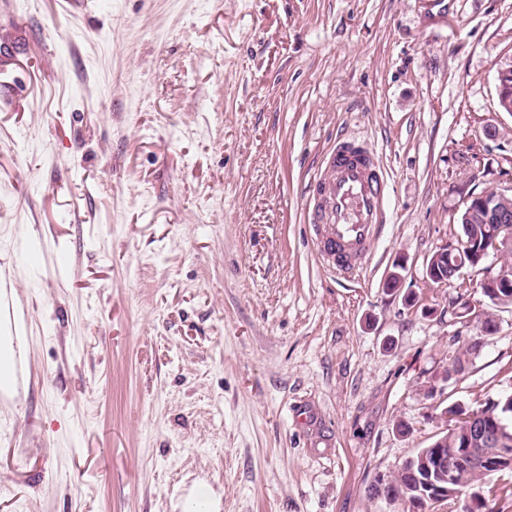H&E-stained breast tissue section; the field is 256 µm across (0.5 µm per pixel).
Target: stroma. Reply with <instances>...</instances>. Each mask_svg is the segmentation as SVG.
<instances>
[{"instance_id": "stroma-1", "label": "stroma", "mask_w": 512, "mask_h": 512, "mask_svg": "<svg viewBox=\"0 0 512 512\" xmlns=\"http://www.w3.org/2000/svg\"><path fill=\"white\" fill-rule=\"evenodd\" d=\"M510 62L512 0H0V512H410L369 486L512 387V308L448 377L488 303L422 285L512 189ZM342 137L390 215L347 279L306 220ZM512 62L497 71L498 102L503 112L512 114ZM12 285L0 276V403L11 394L20 362L17 347L11 343L14 331Z\"/></svg>"}]
</instances>
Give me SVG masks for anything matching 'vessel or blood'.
Masks as SVG:
<instances>
[{"instance_id":"1","label":"vessel or blood","mask_w":512,"mask_h":512,"mask_svg":"<svg viewBox=\"0 0 512 512\" xmlns=\"http://www.w3.org/2000/svg\"><path fill=\"white\" fill-rule=\"evenodd\" d=\"M315 204L310 215L322 252L339 275H356L386 221L384 183L373 151L355 140L339 142L313 181ZM12 285L0 278V402L11 394L20 366L12 345Z\"/></svg>"}]
</instances>
